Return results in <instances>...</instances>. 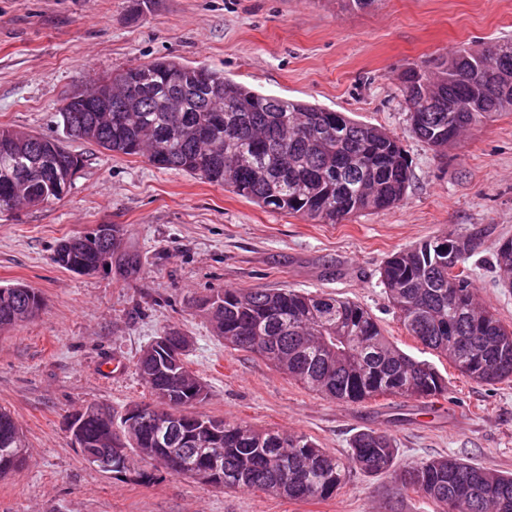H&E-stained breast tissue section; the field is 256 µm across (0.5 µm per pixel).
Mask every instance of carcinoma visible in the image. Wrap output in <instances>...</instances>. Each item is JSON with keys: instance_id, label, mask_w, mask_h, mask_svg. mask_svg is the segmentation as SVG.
<instances>
[{"instance_id": "carcinoma-1", "label": "carcinoma", "mask_w": 512, "mask_h": 512, "mask_svg": "<svg viewBox=\"0 0 512 512\" xmlns=\"http://www.w3.org/2000/svg\"><path fill=\"white\" fill-rule=\"evenodd\" d=\"M512 55V41L478 53ZM463 49L434 63L443 78L421 93L405 96L412 135L436 151L455 144L457 131L482 118L512 110V87L474 69L478 54ZM135 88L133 102L112 95V111L90 112L67 99L60 109L66 135L116 154L147 157L158 169L180 170L232 191L271 211L296 214L318 224H337L366 210H384L406 197L411 165L399 139L359 123L343 112L303 101L264 95L205 65L155 60L110 76ZM13 146L0 147V212L58 201L83 165L81 155L62 141L0 127ZM481 245L477 234H445L392 253L380 270L387 297L408 335L446 357L469 379L485 385L512 379V327L475 299L468 260ZM111 258L129 271L141 264L136 252L111 244ZM100 243L78 232L61 239L54 261L76 274L95 269ZM465 267L461 280L448 278V255ZM498 267L512 268V238L494 247ZM40 293L23 284L0 286V329L34 317ZM199 311L217 337L254 353L305 388L342 403L378 395L427 399L448 391L428 362L390 344L371 313L358 303L287 288H224L202 298ZM177 364L156 355L149 343L137 368L153 399L166 405L173 431L149 418L129 438L113 417L83 413L78 422L84 456L104 473L125 475L129 451L157 463L176 456L179 476L196 477L208 459L186 447L199 421L186 413L208 395L206 384L188 369L189 347L171 341ZM214 452L224 474L201 481L227 489L247 488L290 500L326 499L354 467L380 474L396 466L394 439L375 430L358 432L343 460L305 435L284 437L239 421L216 420ZM23 431L0 409V477L22 467L12 453ZM408 488L446 506V512H497L496 501L512 512V473L492 472L459 457L405 464Z\"/></svg>"}]
</instances>
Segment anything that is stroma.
<instances>
[{"instance_id": "stroma-1", "label": "stroma", "mask_w": 512, "mask_h": 512, "mask_svg": "<svg viewBox=\"0 0 512 512\" xmlns=\"http://www.w3.org/2000/svg\"><path fill=\"white\" fill-rule=\"evenodd\" d=\"M512 41V0H0V126L63 137L59 109L113 71L173 57L259 92L346 113L395 135L412 178L399 205L337 224L271 212L230 188L140 156L74 139L84 164L61 200L0 213V284L36 288L34 318L0 331V408L23 429L25 466L0 479V512H440L398 470L350 469L325 500L213 487L135 461L114 476L89 465L68 418L91 403L115 414L150 401L136 367L165 329L190 339L189 366L207 385L193 412L292 431L347 457L378 429L406 464L456 456L512 473V381L478 384L409 336L380 282L388 256L443 233L475 232L469 264L480 302L512 326L494 246L512 237V111L437 152L409 132L400 76L463 47ZM95 224L123 229L137 273L91 275L53 260L58 241ZM291 288L366 307L383 335L447 381L438 399L380 395L339 403L259 356L224 345L196 308L213 288ZM148 479H140L138 471Z\"/></svg>"}]
</instances>
